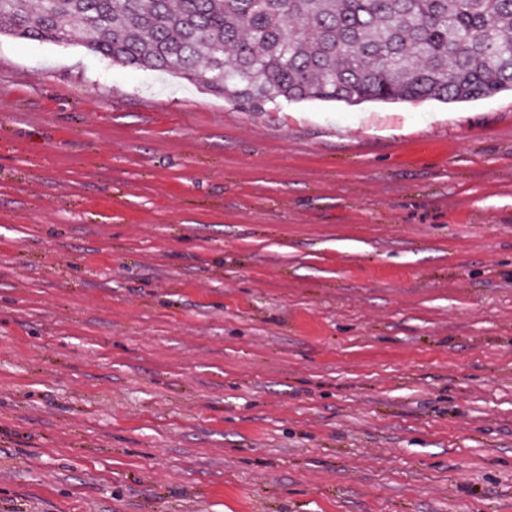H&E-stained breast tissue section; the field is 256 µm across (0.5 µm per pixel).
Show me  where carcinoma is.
<instances>
[{"label":"carcinoma","instance_id":"1","mask_svg":"<svg viewBox=\"0 0 512 512\" xmlns=\"http://www.w3.org/2000/svg\"><path fill=\"white\" fill-rule=\"evenodd\" d=\"M0 35L175 71L248 110L512 90V0H0Z\"/></svg>","mask_w":512,"mask_h":512}]
</instances>
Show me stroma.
Segmentation results:
<instances>
[{
    "instance_id": "stroma-1",
    "label": "stroma",
    "mask_w": 512,
    "mask_h": 512,
    "mask_svg": "<svg viewBox=\"0 0 512 512\" xmlns=\"http://www.w3.org/2000/svg\"><path fill=\"white\" fill-rule=\"evenodd\" d=\"M0 512H512V91L0 38Z\"/></svg>"
}]
</instances>
